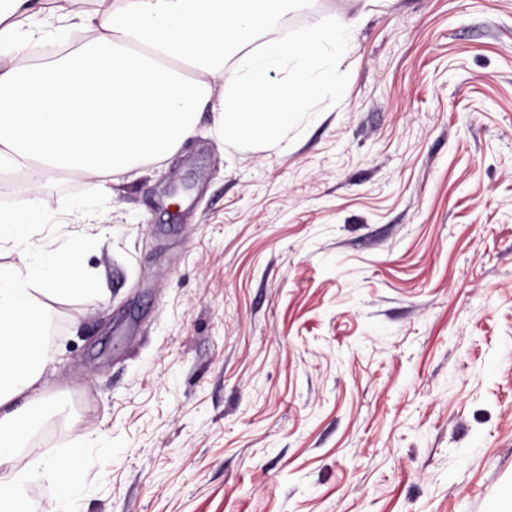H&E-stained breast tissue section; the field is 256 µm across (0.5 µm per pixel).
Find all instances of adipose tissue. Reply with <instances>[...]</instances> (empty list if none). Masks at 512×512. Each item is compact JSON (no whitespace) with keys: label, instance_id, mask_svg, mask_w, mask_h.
Listing matches in <instances>:
<instances>
[{"label":"adipose tissue","instance_id":"ef3b65f1","mask_svg":"<svg viewBox=\"0 0 512 512\" xmlns=\"http://www.w3.org/2000/svg\"><path fill=\"white\" fill-rule=\"evenodd\" d=\"M289 0H93L76 12L57 0L51 21L35 26L30 0H0V180L30 185L49 174H76L107 188L109 178L160 159L191 137L196 116L213 112L226 138L276 139L315 88L335 85L347 26L307 27L295 36L247 47ZM65 38L69 53L32 63L31 44ZM238 58L225 78L224 61ZM287 69L288 79L271 76ZM49 214L39 199L0 214V248L19 264L0 268V512H39L27 486L38 473L17 467L27 428L39 414L36 386L53 356L44 344L50 314L43 297L88 292L80 239L30 244Z\"/></svg>","mask_w":512,"mask_h":512}]
</instances>
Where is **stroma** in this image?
Instances as JSON below:
<instances>
[{
	"instance_id": "obj_1",
	"label": "stroma",
	"mask_w": 512,
	"mask_h": 512,
	"mask_svg": "<svg viewBox=\"0 0 512 512\" xmlns=\"http://www.w3.org/2000/svg\"><path fill=\"white\" fill-rule=\"evenodd\" d=\"M340 23L279 139L206 111L111 195L0 187L97 276L43 299L20 460L83 455L69 512H512V0H297L257 40Z\"/></svg>"
}]
</instances>
